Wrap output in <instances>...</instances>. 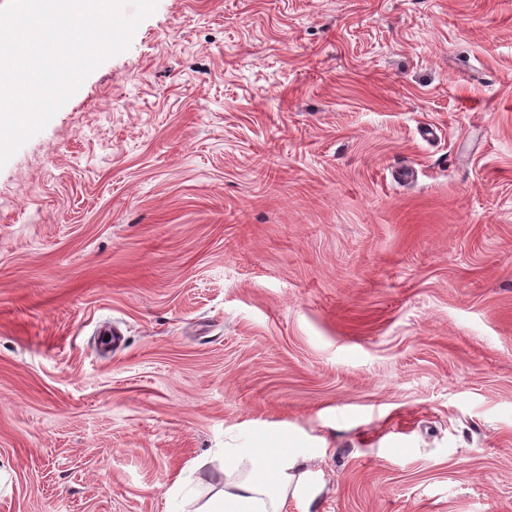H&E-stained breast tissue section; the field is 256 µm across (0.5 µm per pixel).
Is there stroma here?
Returning a JSON list of instances; mask_svg holds the SVG:
<instances>
[{
	"mask_svg": "<svg viewBox=\"0 0 512 512\" xmlns=\"http://www.w3.org/2000/svg\"><path fill=\"white\" fill-rule=\"evenodd\" d=\"M274 431L309 512H512V0H158L0 167V512Z\"/></svg>",
	"mask_w": 512,
	"mask_h": 512,
	"instance_id": "1",
	"label": "stroma"
}]
</instances>
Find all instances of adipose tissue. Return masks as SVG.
I'll list each match as a JSON object with an SVG mask.
<instances>
[{
  "mask_svg": "<svg viewBox=\"0 0 512 512\" xmlns=\"http://www.w3.org/2000/svg\"><path fill=\"white\" fill-rule=\"evenodd\" d=\"M264 442L246 455L225 451L223 489L194 512H285L289 500L307 497L311 453L295 442L281 443L276 435L266 436Z\"/></svg>",
  "mask_w": 512,
  "mask_h": 512,
  "instance_id": "ef3b65f1",
  "label": "adipose tissue"
}]
</instances>
